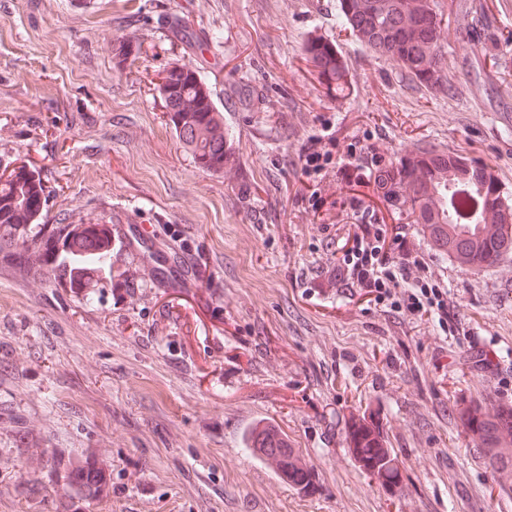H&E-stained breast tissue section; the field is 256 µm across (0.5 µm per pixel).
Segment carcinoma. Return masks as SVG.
Returning <instances> with one entry per match:
<instances>
[{
    "label": "carcinoma",
    "instance_id": "cac0c4a2",
    "mask_svg": "<svg viewBox=\"0 0 512 512\" xmlns=\"http://www.w3.org/2000/svg\"><path fill=\"white\" fill-rule=\"evenodd\" d=\"M444 6L439 0H339L338 23L378 57L395 61L403 77L431 92L450 89V75L444 56ZM304 58L319 81L328 88L343 90L347 70L336 44L321 38L309 39ZM159 87L169 120L184 147L202 169L221 172L235 164L224 113L198 69L186 64L166 68ZM388 192L408 207L417 224L428 225L434 241L476 270L497 262L512 242V203L501 190L491 168L453 152L414 149L397 158L391 166ZM472 185L490 216L484 223L463 224L453 247L442 239V225L448 223V195ZM45 200L44 186L35 172L20 166L0 177V253L23 270L38 267L47 278L69 281L73 273L99 271L112 266V252L89 251L74 243L66 224L43 227L38 242L18 243L21 224L38 220ZM490 464L512 474V410H483L476 406L466 417ZM358 458L367 469H386L385 448L365 427L351 431ZM25 464L32 471L47 467L60 472L65 489L62 512H79L82 501L102 500L109 495L108 480L98 461V451L87 450L76 460L63 461L47 448L23 449Z\"/></svg>",
    "mask_w": 512,
    "mask_h": 512
}]
</instances>
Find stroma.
Returning a JSON list of instances; mask_svg holds the SVG:
<instances>
[{"label": "stroma", "instance_id": "1", "mask_svg": "<svg viewBox=\"0 0 512 512\" xmlns=\"http://www.w3.org/2000/svg\"><path fill=\"white\" fill-rule=\"evenodd\" d=\"M443 3L448 94L362 47L338 0H0V172L40 176L38 224L160 225L81 291L0 262V512L59 506L57 474L24 465L31 438L101 450L112 492L82 512H512L461 419L512 407V250L477 273L433 248L456 333L414 328L339 286L349 193L301 173L328 131L386 167L415 147L478 158L512 194V0ZM314 37L342 53L344 93L308 68ZM176 63L211 87L234 169L176 138L157 90ZM260 422L311 486L251 455ZM358 424L391 471L352 458Z\"/></svg>", "mask_w": 512, "mask_h": 512}]
</instances>
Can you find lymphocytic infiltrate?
<instances>
[{
	"label": "lymphocytic infiltrate",
	"mask_w": 512,
	"mask_h": 512,
	"mask_svg": "<svg viewBox=\"0 0 512 512\" xmlns=\"http://www.w3.org/2000/svg\"><path fill=\"white\" fill-rule=\"evenodd\" d=\"M356 154L353 142L337 154L313 148L303 157L302 172L319 175L332 165L349 185L382 177V169L355 165ZM350 205L359 222L351 235L352 247L336 267L337 278L346 287L367 290L375 307L409 316L420 325L432 322L447 328L452 321L448 283L432 272L428 254L411 247L405 231L372 223L373 212L362 199L351 198Z\"/></svg>",
	"instance_id": "lymphocytic-infiltrate-1"
}]
</instances>
